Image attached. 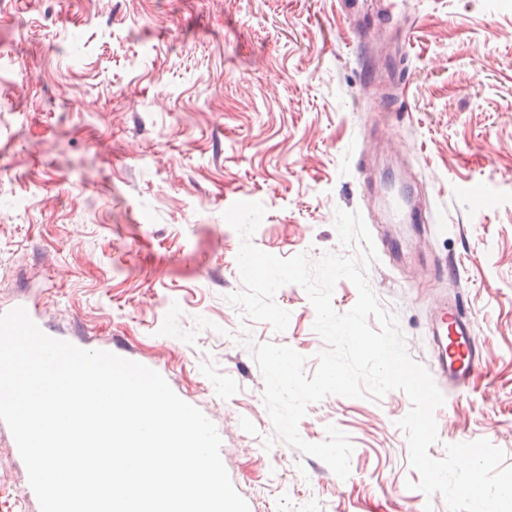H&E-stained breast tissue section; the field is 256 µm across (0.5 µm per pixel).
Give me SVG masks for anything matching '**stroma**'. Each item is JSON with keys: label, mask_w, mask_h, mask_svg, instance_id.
Returning a JSON list of instances; mask_svg holds the SVG:
<instances>
[{"label": "stroma", "mask_w": 512, "mask_h": 512, "mask_svg": "<svg viewBox=\"0 0 512 512\" xmlns=\"http://www.w3.org/2000/svg\"><path fill=\"white\" fill-rule=\"evenodd\" d=\"M0 0V305L36 301L75 338L110 341L159 372L221 437L250 512H447L407 489L418 474L399 422L407 395H330L298 432L353 445L338 478L274 431L251 348L287 345L314 375L326 342L298 285L285 332L250 319L234 202L265 210L252 236L287 259L340 247L336 209L360 212L367 269L411 356L434 369L429 328L463 299L483 374L435 418L450 443L487 439L512 467V0ZM393 111H383L385 103ZM423 221L392 224L399 186ZM25 466L0 430V512L24 501Z\"/></svg>", "instance_id": "35a3bbf8"}]
</instances>
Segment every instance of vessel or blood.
Here are the masks:
<instances>
[{
	"label": "vessel or blood",
	"mask_w": 512,
	"mask_h": 512,
	"mask_svg": "<svg viewBox=\"0 0 512 512\" xmlns=\"http://www.w3.org/2000/svg\"><path fill=\"white\" fill-rule=\"evenodd\" d=\"M432 336L438 348L436 373L442 384L458 390L466 387L480 369L482 350L462 301L440 310L432 325Z\"/></svg>",
	"instance_id": "vessel-or-blood-1"
}]
</instances>
